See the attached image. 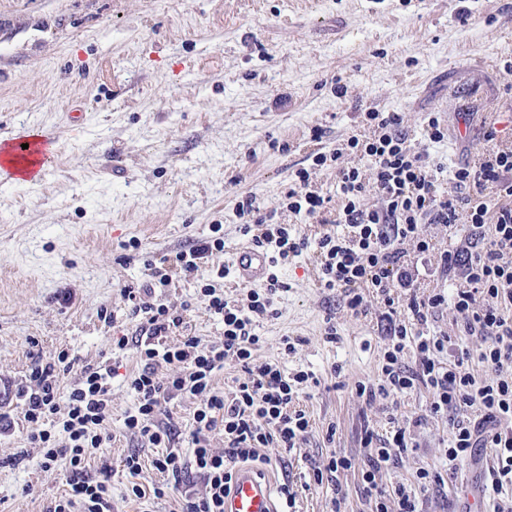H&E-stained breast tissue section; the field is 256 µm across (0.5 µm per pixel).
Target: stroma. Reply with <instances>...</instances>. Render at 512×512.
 <instances>
[{
	"label": "stroma",
	"instance_id": "1",
	"mask_svg": "<svg viewBox=\"0 0 512 512\" xmlns=\"http://www.w3.org/2000/svg\"><path fill=\"white\" fill-rule=\"evenodd\" d=\"M510 59L512 0H0V134L29 127L58 139L43 184L0 186V378L26 387L31 368L62 350L114 368L110 439L86 466L92 478L102 463L115 467L112 512H176L179 503L175 494L136 501L128 491L163 476L150 464L154 449L121 431L136 404L127 379L139 368L123 286L142 283L148 262L216 224L231 264L245 241L237 203L249 194L302 235L335 232L337 167L312 169V157L364 133L365 112L399 113L412 144L450 167L484 150L488 126L512 141ZM432 116L448 137L430 145L423 129ZM303 167L328 199L312 215L283 208ZM131 240L140 249L128 248ZM277 275L284 289L275 315L259 324L255 356L317 381L298 401L311 431L297 448L271 449L281 463L265 474L292 486L290 512H330L340 488L341 512H371L361 486L365 429L411 431L416 449L381 472L391 485L440 467L452 427L429 416L425 387L372 402L357 393V382L382 378L384 306L375 295L368 315L351 316L339 291L321 287L310 251ZM214 280L206 266L154 294L176 308L191 303L184 331L204 346L224 338L198 295ZM218 283L246 301L235 277ZM287 336L297 341L290 353ZM131 453L145 461L133 480L119 471ZM334 454L351 469L315 484L313 466ZM491 464L477 449L461 467V489L422 493V512H461ZM65 487L64 470L43 468L23 429L0 436V512H45Z\"/></svg>",
	"mask_w": 512,
	"mask_h": 512
}]
</instances>
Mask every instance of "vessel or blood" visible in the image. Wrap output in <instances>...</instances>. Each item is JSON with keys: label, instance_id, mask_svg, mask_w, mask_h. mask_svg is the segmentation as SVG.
Masks as SVG:
<instances>
[{"label": "vessel or blood", "instance_id": "obj_1", "mask_svg": "<svg viewBox=\"0 0 512 512\" xmlns=\"http://www.w3.org/2000/svg\"><path fill=\"white\" fill-rule=\"evenodd\" d=\"M54 155L55 143L46 135L21 130L1 136L0 185L42 184ZM27 159L33 166L25 173L20 165ZM232 265L239 283L257 284L268 278L271 257L265 250L245 245L234 253ZM224 512H278L271 481L249 468L237 470L232 490L224 499Z\"/></svg>", "mask_w": 512, "mask_h": 512}]
</instances>
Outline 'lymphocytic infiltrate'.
<instances>
[{"label": "lymphocytic infiltrate", "mask_w": 512, "mask_h": 512, "mask_svg": "<svg viewBox=\"0 0 512 512\" xmlns=\"http://www.w3.org/2000/svg\"><path fill=\"white\" fill-rule=\"evenodd\" d=\"M365 120L369 132L350 136L343 150L313 159L321 168L338 165V221L343 231L308 240L272 222L250 195L236 208L244 221L242 231L251 234L256 247L271 252L277 267L314 248L321 286L339 290L353 315L366 314L365 292L374 290L385 306L381 320L388 344L381 382L358 383L359 394L385 399L425 387L432 394L430 413L448 420L453 429L442 469H421L411 482L391 486L382 484L379 474L407 454L412 438L402 427L386 438L366 433L369 454L361 484L373 512H421L420 493L444 487L479 448L488 449L497 460L483 488L501 493L512 487V144L500 143L496 129L488 128L486 149L476 159L448 169L427 151L416 150L398 113L369 111ZM345 151L358 157V165L339 166ZM443 182L448 185L444 191L439 188ZM370 191L379 197V206H365ZM425 224H463L469 233L464 245L439 252L422 232ZM408 241L418 258L435 259L438 267L457 277L456 288H435L418 296L416 260H405L400 250ZM223 251V238L196 240L188 250L177 252L169 266L152 267L150 285L168 287L174 276L190 277L209 264L217 278H225L226 267L216 261ZM280 288L278 276H271L264 292H251L248 304L241 305L214 285H202L207 310L224 323L223 341L207 349L189 335L169 343V336L184 325L182 311L145 300L138 289L123 290L129 315L141 332L136 343L141 367L128 378L136 404L124 419V430L156 451L151 465L167 480L149 492L154 498L166 497L187 474L200 479L201 490H183L179 512H224L237 463L264 468L272 462L268 448H294L311 427L309 415L295 402L312 373H288L279 363L254 356L261 342L256 329L261 319L272 316ZM448 308L455 314L452 334L435 327ZM473 338L482 342L474 351L467 345ZM409 349L415 356L410 366L403 361ZM229 360L246 378L223 393L216 389L215 377ZM477 363L490 371V378L475 376ZM163 365L176 367V374L159 377L157 369ZM75 368L80 371L78 382L61 390L60 375ZM29 382L20 392L26 439L38 449L44 467L61 463L67 471L65 492L46 512H111L109 465H102V479L85 475L93 450L109 438L111 366L78 368L62 350L32 367ZM183 393L201 399L185 456L176 447V429L164 419L166 402ZM214 431L223 433V449L210 448L207 437ZM131 493L139 499L149 494L137 484Z\"/></svg>", "instance_id": "f902f5d3"}]
</instances>
